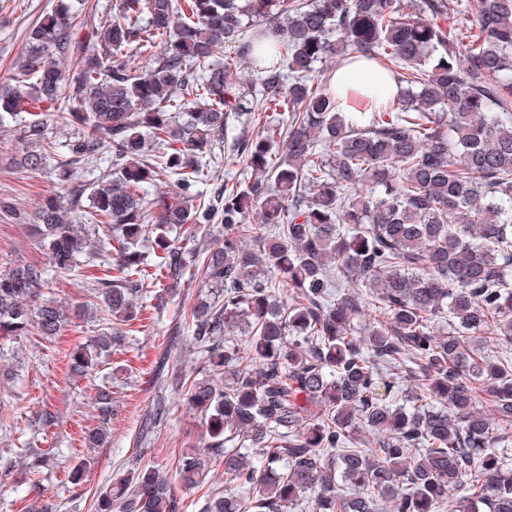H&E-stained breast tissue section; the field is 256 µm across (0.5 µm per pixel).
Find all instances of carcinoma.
Segmentation results:
<instances>
[{
	"instance_id": "1",
	"label": "carcinoma",
	"mask_w": 512,
	"mask_h": 512,
	"mask_svg": "<svg viewBox=\"0 0 512 512\" xmlns=\"http://www.w3.org/2000/svg\"><path fill=\"white\" fill-rule=\"evenodd\" d=\"M72 0L29 32L26 91L0 92V126L44 167L61 122L80 129L61 193L36 211L48 265L0 270V358L52 343L81 313L46 293L79 257L101 268L106 327L75 345L83 379L125 344L148 267L173 296L198 262L170 237L207 228V294L184 323L181 381L203 447L246 491L208 488L205 454L148 465L97 492L94 512H512V0H119L81 41ZM233 54L216 60L224 47ZM363 59L401 94L342 112L324 65ZM277 133L229 134L262 110ZM252 178L207 190L217 150ZM107 155L82 184L74 169ZM174 177L171 200L148 185ZM374 318L366 320L367 311ZM245 338L241 352L234 337ZM110 439L115 398L96 385ZM57 448L20 449L37 471Z\"/></svg>"
}]
</instances>
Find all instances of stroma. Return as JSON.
<instances>
[{
    "label": "stroma",
    "mask_w": 512,
    "mask_h": 512,
    "mask_svg": "<svg viewBox=\"0 0 512 512\" xmlns=\"http://www.w3.org/2000/svg\"><path fill=\"white\" fill-rule=\"evenodd\" d=\"M57 4L58 0H0V88L18 86L27 31ZM21 149L15 133L0 127V199L16 208L12 214L0 211V266L14 260L47 261L43 249L35 246L29 225L20 223L19 217L32 215L45 197L57 193L58 185L52 168H19ZM94 274V269L77 268L70 277L54 281L50 292L73 307L93 305ZM206 290L201 266H193L181 279L176 296L164 307L150 308L141 331L129 337L110 363L100 366V375H112L117 391L112 442L102 448L82 443L84 431L97 425L94 391L89 380L68 377L66 354L76 341L96 335L104 320L96 317L69 327L50 346L37 336L24 340L17 366L20 380L0 385V512H24L26 500L40 492L52 500L54 512H93L94 493L112 478L149 464L173 469L179 453L199 443V418L172 380L173 373L190 372L195 357L189 347L172 343L170 332ZM159 403L166 406L167 419L156 424L152 411ZM46 409L55 415L54 425L46 430V445L63 454L50 469L31 473L21 466L15 448L30 437ZM82 461L87 464L84 478L71 483L68 474Z\"/></svg>",
    "instance_id": "1"
}]
</instances>
